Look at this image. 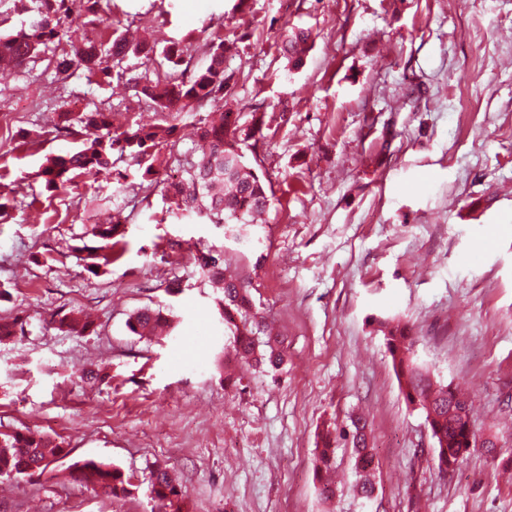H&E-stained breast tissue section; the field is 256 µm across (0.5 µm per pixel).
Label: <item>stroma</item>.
I'll return each instance as SVG.
<instances>
[{
	"label": "stroma",
	"instance_id": "stroma-1",
	"mask_svg": "<svg viewBox=\"0 0 512 512\" xmlns=\"http://www.w3.org/2000/svg\"><path fill=\"white\" fill-rule=\"evenodd\" d=\"M96 31L148 30L182 42L190 65L210 37L238 44L226 65L241 101L288 104V122L246 150L275 201L232 233L178 219L159 190L117 194L82 173L48 194L46 156L68 149L57 112L105 108L120 125L155 122L124 85L58 80L54 49L0 70V317L25 320L0 343V431L26 427L69 458L0 478V512H158L146 475L169 467L188 512H512V464L472 453L442 475L422 411L400 391L379 324L412 326L415 354L466 394L483 436L512 444V0H112ZM312 32L305 65L285 73L278 43ZM120 213L118 258L90 275L76 248L93 220ZM223 248L249 279L285 363L278 376L232 358L217 300L193 262ZM181 291L169 294L171 280ZM170 307L178 343L128 333L130 313ZM83 311L94 332L47 328ZM92 366L105 379L78 383ZM370 425L376 494L355 491L352 450L335 452L336 495L314 479L317 434ZM93 458L138 479L122 501L70 482Z\"/></svg>",
	"mask_w": 512,
	"mask_h": 512
}]
</instances>
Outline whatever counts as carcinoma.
I'll use <instances>...</instances> for the list:
<instances>
[{
    "label": "carcinoma",
    "mask_w": 512,
    "mask_h": 512,
    "mask_svg": "<svg viewBox=\"0 0 512 512\" xmlns=\"http://www.w3.org/2000/svg\"><path fill=\"white\" fill-rule=\"evenodd\" d=\"M110 0H35L28 16L21 20L16 32L0 35V62L21 66L40 56L51 44L66 43L70 51L54 59L56 74L68 76L78 70L96 78V84L123 80L134 95L153 105L161 114V123L139 125L123 131L111 127L109 113L97 108L90 112H57L54 117L56 137L66 139L85 134L76 150L50 155L39 173L44 190L55 194L66 189L74 178L89 170L105 173L112 179L118 194L129 187H158L169 210L178 219L197 224L229 227L242 245L248 239L242 227L254 223L257 214L268 211L273 202L270 180L247 161L242 147L266 138L273 124L288 122V106L279 113H268L256 104H241L235 97L233 76L225 65L232 45L217 36L210 40L200 65L187 79L172 75L151 77L149 70L126 66L130 57L152 58L156 45L131 41L114 33L107 38L90 39L69 23L78 11L92 17L89 24L103 22L105 6ZM311 33L300 29L287 34L279 44V52L291 69L299 68L309 49ZM161 54L176 71L183 65L184 48L169 41ZM184 112L199 114L197 135L208 145L200 156L188 151L174 158L181 175L176 181L162 177L161 150L176 142L180 116ZM127 163L123 169L115 161ZM125 225L116 214L107 223L94 224L90 235L98 245L81 247L86 252L85 269L97 276L112 263L114 239L123 235ZM224 249L211 246L195 257L203 280L223 285V298L218 306L224 321L225 348L244 360L267 365L277 370L284 358L278 340L270 335L265 317L256 308L249 284L224 275ZM173 319L160 309L142 308L129 315L128 332L141 339L152 340L172 326ZM50 324L59 331L86 333L92 323L73 314L57 313ZM25 321L20 318L0 319V341L24 334ZM393 369L404 399L425 414L431 439L433 460L439 473L454 470L470 453L462 441L468 437L467 420L470 407L450 385L437 380L415 356V337L406 325L388 328L384 336ZM343 440L352 446L354 469L360 494L370 499L375 494L372 480L376 470V452L370 447L367 422L351 420V426L333 434L320 435L316 449L315 477L328 469L334 457L333 445ZM65 455L56 440L29 430L0 432V477L22 474L26 470H44ZM72 481L120 501L132 496L138 488L135 475L120 467L94 459H81L69 466ZM151 498L164 512H185V495L177 477L166 467L157 466L149 473Z\"/></svg>",
    "instance_id": "1"
}]
</instances>
